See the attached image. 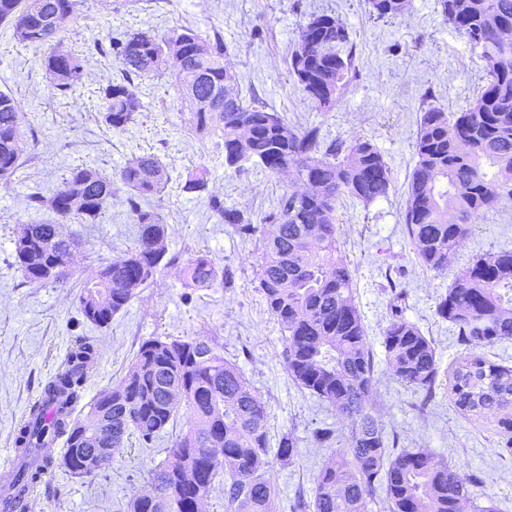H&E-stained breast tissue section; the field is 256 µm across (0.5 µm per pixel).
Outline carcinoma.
<instances>
[{"mask_svg":"<svg viewBox=\"0 0 512 512\" xmlns=\"http://www.w3.org/2000/svg\"><path fill=\"white\" fill-rule=\"evenodd\" d=\"M408 0H366L369 16L389 21L403 15ZM440 12L485 63L484 85L459 112L436 108L422 113L415 140L416 162L407 188L405 230L420 263L442 273L474 221L512 196V0H438ZM77 0H0V23L26 45L47 46L45 71L54 94L67 96L84 78V59L59 46L63 20L75 15ZM345 23L331 14L312 15L302 25L288 69L322 112L335 109L356 75ZM124 77L99 88L105 123L123 131L141 108L136 82L170 77L191 109V132L216 136L224 145V165L237 171L252 163L291 186L256 223L248 211L224 206L209 195L211 209L248 237L259 236L258 284L269 313L286 336L289 377L348 422L340 438L330 428L312 433L319 445L336 444L322 464L312 497L297 495L291 512H366L382 500L388 512H464L469 485L456 465L423 448L391 450L370 397L375 362L369 336L355 303L353 270L341 250L336 203L343 197L364 204L387 196L393 181L379 149L368 140H326L320 126H297L270 112L258 98L245 99L235 73L224 67V36L202 35L189 27L160 36L136 30L110 41ZM224 111H215L219 96ZM20 103L0 93V181L22 165L28 133ZM170 181L154 154L130 159L117 178L91 165L68 171L57 190L30 196L31 205L52 219L19 225L13 257L31 285L66 283L75 240L62 225L73 220L97 224L112 198L126 195L138 224L136 245L104 264L80 286L79 311L103 328L140 288L179 263L169 254L168 224L146 205ZM183 191H208V170L187 175ZM185 287L234 284L206 254L189 257L182 267ZM436 314L447 321L467 355L453 374V404L465 416L492 417L501 451L512 454V367L477 352L512 341V251L473 256L438 297ZM385 362L394 376L419 394L417 409L436 397L439 368L432 342L419 328L393 313L382 330ZM97 345L78 339L40 397L20 419L13 445L18 457L37 453L12 481L18 495L36 499L45 477L62 467L78 478L93 479L112 463L88 460L106 448L116 454L136 436L149 443L180 409L185 430L167 449L166 459L147 472L145 487L130 498L128 512H200L214 484L224 480V512H277L276 491L267 473L271 459L292 462L298 439L288 433L271 450L264 402L237 366L213 344L190 338H151L140 345L124 377L76 414L84 399ZM63 440L57 457L54 444Z\"/></svg>","mask_w":512,"mask_h":512,"instance_id":"obj_1","label":"carcinoma"}]
</instances>
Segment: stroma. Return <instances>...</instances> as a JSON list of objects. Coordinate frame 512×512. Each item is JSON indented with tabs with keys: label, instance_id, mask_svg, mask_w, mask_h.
<instances>
[{
	"label": "stroma",
	"instance_id": "1",
	"mask_svg": "<svg viewBox=\"0 0 512 512\" xmlns=\"http://www.w3.org/2000/svg\"><path fill=\"white\" fill-rule=\"evenodd\" d=\"M312 13L335 15L354 41L357 75L332 112L316 111L288 73L299 28ZM183 26L203 34L221 29L224 63L238 75L243 96H258L293 123L320 122L325 138L367 139L381 151L394 189L368 205L337 204L340 242L354 270L355 303L373 343L372 404L387 438L398 447L426 449L451 459L463 474L481 476L482 484L471 489L476 504L512 512V456L502 453L494 420L470 419L455 410L446 381L462 350L451 327L435 314L438 296L473 254L512 249V199L477 219L473 234L442 273L420 264L402 219L421 113L431 106L460 111L476 96L484 76L479 52L448 27L437 0H408L404 15L388 22L370 18L365 0H78L75 18L59 33L63 45L85 60L83 84L69 98L52 91L42 67L46 47H25L0 35V91L20 102L37 129L21 171L0 185V460L12 447L28 405L80 336L99 346L86 384L90 401L120 382L142 340L171 336L215 344L264 401L270 440L288 432L299 440L294 463H274L269 472L280 503L311 493L330 453L313 442V429L347 432L345 422L288 375L283 332L258 289V239L241 237L208 205L213 193L260 219L283 192L287 177L257 168L225 169L223 145L214 137L201 141L192 135L189 108L166 77L142 83L141 108L126 130H112L104 122L98 90L120 78L122 66L101 54L98 43L134 30L162 35ZM144 153L157 155L171 174L165 189L150 200L168 225L169 252L207 253L234 270L236 285L216 283L191 292L183 286L181 268L173 267L141 289L108 327L98 328L83 320L75 295L102 264L135 245L137 226L124 197L113 199L99 223L69 224L81 245L62 286L24 284L13 265L14 232L17 225L49 220L29 197L36 191L52 193L70 168L90 164L116 174ZM202 166L209 170L207 193L181 192L187 173ZM397 290L405 294L402 316L436 349L441 387L423 413L416 408L417 393L387 369L380 344ZM184 426V419H177L147 446L130 438L111 468L95 479L56 469L32 512H127L147 471L164 460Z\"/></svg>",
	"mask_w": 512,
	"mask_h": 512
}]
</instances>
